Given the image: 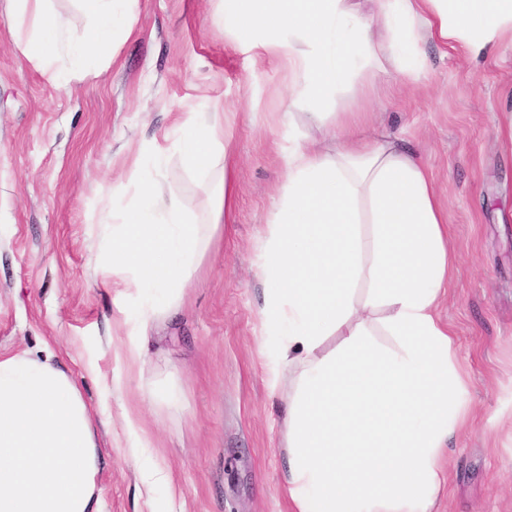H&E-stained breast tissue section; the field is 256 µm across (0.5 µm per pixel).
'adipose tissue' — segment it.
Wrapping results in <instances>:
<instances>
[{"label": "adipose tissue", "mask_w": 512, "mask_h": 512, "mask_svg": "<svg viewBox=\"0 0 512 512\" xmlns=\"http://www.w3.org/2000/svg\"><path fill=\"white\" fill-rule=\"evenodd\" d=\"M44 0H12L41 16L23 54L56 85L62 59L92 68L112 54L114 27L133 33L137 0H78L80 33L45 16ZM228 0L224 33L257 56L288 64L291 105L329 142H288V172L258 271L267 385L279 399L282 487L294 512H433L446 483L448 439L467 419V385L437 307L452 256L432 176L396 137L361 141L356 115L330 105L351 62L375 68L402 47L401 70L419 80L423 40L474 58L512 41V0ZM170 150L195 175L209 208L188 209L139 176L135 194L112 186V222L95 261L112 277L121 311H134L115 352L144 367L157 320L181 306L232 215L235 164L226 129L205 112L184 120ZM169 150V151H170ZM146 491L173 490L139 418L122 410ZM102 456L94 416L52 349L0 356V512H102Z\"/></svg>", "instance_id": "ef3b65f1"}]
</instances>
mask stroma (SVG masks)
<instances>
[{
	"instance_id": "1",
	"label": "stroma",
	"mask_w": 512,
	"mask_h": 512,
	"mask_svg": "<svg viewBox=\"0 0 512 512\" xmlns=\"http://www.w3.org/2000/svg\"><path fill=\"white\" fill-rule=\"evenodd\" d=\"M0 0V353L50 342L94 411L103 512H293L281 490L275 420L258 346L266 291L255 263L287 166L288 71L231 43L214 18L224 0H138L136 32L114 57L68 68L60 89L22 53ZM429 70L408 83L393 66L355 72L339 108L367 132L404 139L426 163L455 253L438 315L466 378L469 422L448 440V484L434 512H512V42L479 61L423 45ZM192 112L228 114L239 168L234 220L182 307L156 331L147 372H175L178 410L143 400L110 343L117 300L93 266L114 180L130 181L138 148ZM206 207L179 157L158 175ZM122 378V398L110 389ZM137 406L177 487L148 494L121 419Z\"/></svg>"
}]
</instances>
